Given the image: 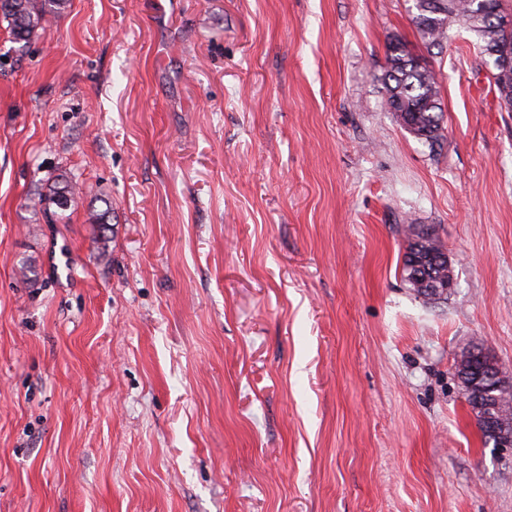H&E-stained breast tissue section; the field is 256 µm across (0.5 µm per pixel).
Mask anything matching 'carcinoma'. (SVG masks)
<instances>
[{"instance_id": "obj_1", "label": "carcinoma", "mask_w": 512, "mask_h": 512, "mask_svg": "<svg viewBox=\"0 0 512 512\" xmlns=\"http://www.w3.org/2000/svg\"><path fill=\"white\" fill-rule=\"evenodd\" d=\"M63 6L64 0H0V19L7 22L15 41L26 42L48 16L60 12ZM414 9L412 22L428 49L448 40V31L457 21L476 34L480 54L486 57V64L492 66L490 79L498 98L506 110L512 112V97H503L504 91H512V68H498L491 56L493 50L512 51V27L505 28L490 20L492 13L504 9V0H414ZM415 58L416 54L406 43L397 38L390 40L384 81L385 105L404 129L433 146L442 137L440 86L435 71L416 65ZM79 199L76 185L62 176L46 204L66 211L77 206ZM411 235L403 265L405 279H410L414 263L421 262L428 265L435 280L451 284L448 257L438 241L429 232L416 228L412 229ZM470 366L474 367L475 375L482 370L478 356L464 351L460 364L456 365L458 378H463L464 369Z\"/></svg>"}]
</instances>
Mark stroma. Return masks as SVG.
<instances>
[{
	"instance_id": "1",
	"label": "stroma",
	"mask_w": 512,
	"mask_h": 512,
	"mask_svg": "<svg viewBox=\"0 0 512 512\" xmlns=\"http://www.w3.org/2000/svg\"><path fill=\"white\" fill-rule=\"evenodd\" d=\"M413 5L0 22V512H512L455 371L475 344L512 370V112ZM395 37L438 75L439 145L385 108ZM61 173L60 219L35 201ZM410 224L446 298L402 274ZM79 199L80 196L78 195L76 185L62 175L58 186L55 187L48 198L44 200L46 201L45 205L54 204L58 209L66 211L77 206ZM411 241L409 242L408 250L405 255L403 274L405 279L410 283L412 288L424 298L432 299L440 297L444 294V290L438 293H431L428 291L429 285H421L415 287L410 281V275L412 271H415L413 264L415 262H421L428 265L429 269L434 275V279L439 283H446L450 285L452 283V274L448 265V257L443 252L441 245L438 241L429 233L417 228H412Z\"/></svg>"
}]
</instances>
